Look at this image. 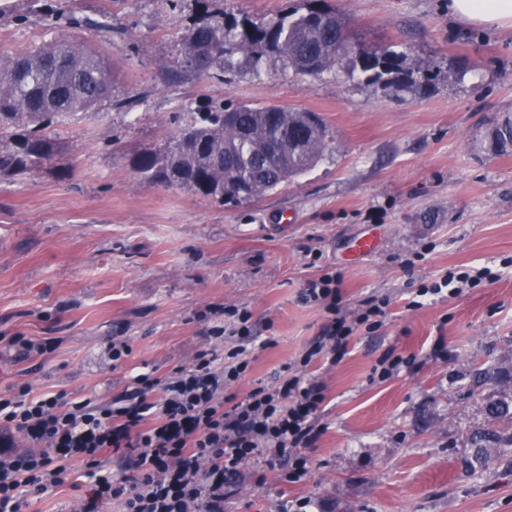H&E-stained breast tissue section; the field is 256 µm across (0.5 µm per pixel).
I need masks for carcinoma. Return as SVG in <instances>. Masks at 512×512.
Instances as JSON below:
<instances>
[{
  "instance_id": "carcinoma-1",
  "label": "carcinoma",
  "mask_w": 512,
  "mask_h": 512,
  "mask_svg": "<svg viewBox=\"0 0 512 512\" xmlns=\"http://www.w3.org/2000/svg\"><path fill=\"white\" fill-rule=\"evenodd\" d=\"M59 19L70 25L112 28V16L79 18L71 9ZM345 19L325 6L297 9L271 21H237L213 15L186 29L185 63L200 74L221 78L243 64L259 70L274 59L297 74L321 76L352 63L359 73L395 96H422L432 88L429 66L392 47L363 46L342 56ZM112 95V66L82 41L50 39L22 54L0 53V178H15L60 160L55 130L91 114ZM329 129L312 112L247 103L194 112L177 134L140 156L137 170L147 183L176 186L223 202L259 198L293 182L322 158ZM490 150L512 153V117L489 133ZM501 438L484 429L471 439L474 460L484 465Z\"/></svg>"
}]
</instances>
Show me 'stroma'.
I'll use <instances>...</instances> for the list:
<instances>
[{
	"instance_id": "1",
	"label": "stroma",
	"mask_w": 512,
	"mask_h": 512,
	"mask_svg": "<svg viewBox=\"0 0 512 512\" xmlns=\"http://www.w3.org/2000/svg\"><path fill=\"white\" fill-rule=\"evenodd\" d=\"M359 42L395 46L437 73L430 95L383 94L346 69L302 77L269 62L223 80L183 61L186 26L202 14L268 20L305 0H75L77 15L111 12L112 27L58 25V0H0V52L51 38L101 49L117 78L112 98L57 133L72 172L50 166L0 180V392L62 393L104 405L140 373L166 377L199 351L223 352L209 329L219 310L245 307L255 336L245 395L273 383L324 333L327 314L304 304L307 280L342 277L344 311L388 298L383 326L354 333L338 362L306 373L326 399L316 442L297 483L246 461L224 512H282L305 498L311 512H512V447L481 469L469 436L486 408L512 401V154L485 142L512 115V28L476 29L448 14V0H326ZM477 63L456 82L448 68ZM224 101L312 112L330 128L322 160L266 195L220 204L143 183L137 156L173 136L176 118ZM381 240L350 260L352 242ZM487 267L494 282L418 297L446 273ZM12 336L50 341L23 356ZM132 352L113 366L108 347ZM445 357H434L436 344ZM415 355L388 380L386 355ZM29 497L24 512H68L84 485Z\"/></svg>"
}]
</instances>
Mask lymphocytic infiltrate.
Masks as SVG:
<instances>
[{
    "instance_id": "obj_1",
    "label": "lymphocytic infiltrate",
    "mask_w": 512,
    "mask_h": 512,
    "mask_svg": "<svg viewBox=\"0 0 512 512\" xmlns=\"http://www.w3.org/2000/svg\"><path fill=\"white\" fill-rule=\"evenodd\" d=\"M340 283L339 275L326 272L309 280L302 293L304 302L330 318L305 361L344 356L354 329L377 328L386 314L388 300L376 298L364 301L354 316L342 314ZM223 315L211 334L238 338V345L220 358L198 353L191 366L163 380L137 375L111 405L35 396L25 384L1 392L0 512H22L26 497L69 484L77 462L87 483L71 512H100L114 500L122 502L123 512H224L241 464L254 456L286 481L300 482L307 472L302 451L319 435L325 387L292 374L241 399L228 394V386L249 370L253 335L247 308ZM18 435L26 450H15ZM111 454L126 459L125 473L108 469Z\"/></svg>"
}]
</instances>
